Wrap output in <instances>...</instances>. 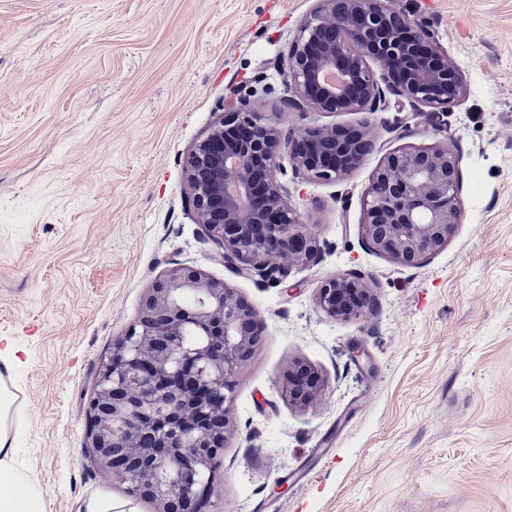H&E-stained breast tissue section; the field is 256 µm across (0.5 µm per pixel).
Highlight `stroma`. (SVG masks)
I'll return each instance as SVG.
<instances>
[{"label":"stroma","mask_w":512,"mask_h":512,"mask_svg":"<svg viewBox=\"0 0 512 512\" xmlns=\"http://www.w3.org/2000/svg\"><path fill=\"white\" fill-rule=\"evenodd\" d=\"M395 2L465 94L441 130L390 98L344 178H298L282 158L320 252L277 284L224 265L185 164L229 88L283 112L277 63L316 0H0V337L17 350V463L41 512H153L95 463L87 410L146 289L178 264L226 282L260 331L209 512H512V0ZM284 114L295 138L362 122ZM409 145L462 156L460 222L414 266L363 231L374 169ZM346 274L371 302L333 318L317 290ZM296 362L324 386L305 406L284 393Z\"/></svg>","instance_id":"obj_1"}]
</instances>
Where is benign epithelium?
I'll return each instance as SVG.
<instances>
[{
  "label": "benign epithelium",
  "mask_w": 512,
  "mask_h": 512,
  "mask_svg": "<svg viewBox=\"0 0 512 512\" xmlns=\"http://www.w3.org/2000/svg\"><path fill=\"white\" fill-rule=\"evenodd\" d=\"M278 67L288 74L284 109L366 119L354 129L310 128L295 140L283 132L281 114L253 112L240 94L189 153L185 171L197 224L224 263L253 264L281 283L287 272L279 259L310 264L320 250L277 178L284 151L295 176L340 179L362 164L388 96L438 118L461 99L464 80L430 27L392 0H318ZM328 72L339 83L328 84ZM460 162L446 146L386 156L366 200L370 247L414 265L448 243L461 217ZM367 295L360 278L338 276L321 284L316 300L329 316L350 317ZM258 343L252 311L233 289L190 266L167 270L101 364L89 403L96 464L153 512L184 505L205 512L220 453L236 429L229 408L236 375ZM321 392L310 369L288 367L290 402L305 405Z\"/></svg>",
  "instance_id": "1"
}]
</instances>
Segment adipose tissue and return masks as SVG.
<instances>
[{"label": "adipose tissue", "instance_id": "adipose-tissue-1", "mask_svg": "<svg viewBox=\"0 0 512 512\" xmlns=\"http://www.w3.org/2000/svg\"><path fill=\"white\" fill-rule=\"evenodd\" d=\"M13 402L0 382V512H39L40 492L15 463Z\"/></svg>", "mask_w": 512, "mask_h": 512}]
</instances>
